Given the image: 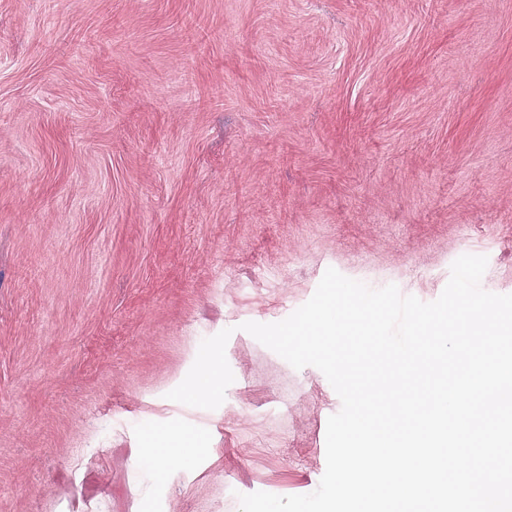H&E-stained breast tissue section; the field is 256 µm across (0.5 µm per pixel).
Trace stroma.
Returning a JSON list of instances; mask_svg holds the SVG:
<instances>
[{
  "label": "stroma",
  "mask_w": 512,
  "mask_h": 512,
  "mask_svg": "<svg viewBox=\"0 0 512 512\" xmlns=\"http://www.w3.org/2000/svg\"><path fill=\"white\" fill-rule=\"evenodd\" d=\"M464 254L512 294V0H0V512L314 492L341 400L242 324ZM148 453L160 469L168 465L171 458H182L187 454L184 439L170 437L166 441L161 442L156 448H149Z\"/></svg>",
  "instance_id": "obj_1"
}]
</instances>
